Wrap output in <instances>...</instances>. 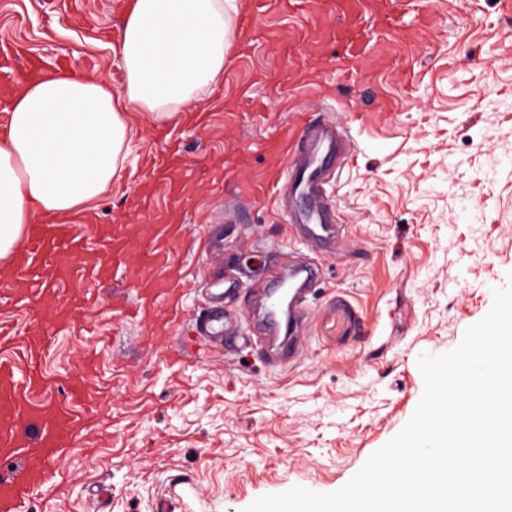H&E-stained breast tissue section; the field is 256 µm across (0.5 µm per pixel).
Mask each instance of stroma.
<instances>
[{
	"mask_svg": "<svg viewBox=\"0 0 512 512\" xmlns=\"http://www.w3.org/2000/svg\"><path fill=\"white\" fill-rule=\"evenodd\" d=\"M127 0H0V40L21 62L73 68L120 85L115 49ZM331 0H284L233 15L236 40L204 101V124H143L112 192L75 232L70 266L99 270L96 316L82 334L33 312L28 283L0 294V323L20 336L53 331L42 367L84 386L96 414L91 446L75 445L66 479L27 512H244L295 486L343 487L411 418L424 390L417 360L456 348L512 280V0H404L392 24L363 15L369 59L340 75V47L322 33ZM311 80L286 104L290 70ZM346 126L357 155L332 170L324 201L336 212L334 248L310 252L273 193L247 201L249 180L288 170L269 145L294 113ZM158 224H178L171 278L209 285L223 276L224 354L181 365L148 348L179 342L163 306L127 317L141 255ZM115 225L130 245L113 267L93 246ZM312 263L313 294L280 358L258 308L288 269ZM96 355V371L84 368ZM107 485L96 505L89 492Z\"/></svg>",
	"mask_w": 512,
	"mask_h": 512,
	"instance_id": "stroma-1",
	"label": "stroma"
}]
</instances>
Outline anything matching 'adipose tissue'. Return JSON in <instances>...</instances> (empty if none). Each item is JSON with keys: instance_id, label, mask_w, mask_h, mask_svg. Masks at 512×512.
Wrapping results in <instances>:
<instances>
[{"instance_id": "ef3b65f1", "label": "adipose tissue", "mask_w": 512, "mask_h": 512, "mask_svg": "<svg viewBox=\"0 0 512 512\" xmlns=\"http://www.w3.org/2000/svg\"><path fill=\"white\" fill-rule=\"evenodd\" d=\"M237 0H129L115 88L72 69L28 80L0 126V268L25 225L69 217L112 191L140 119L163 124L224 71Z\"/></svg>"}]
</instances>
